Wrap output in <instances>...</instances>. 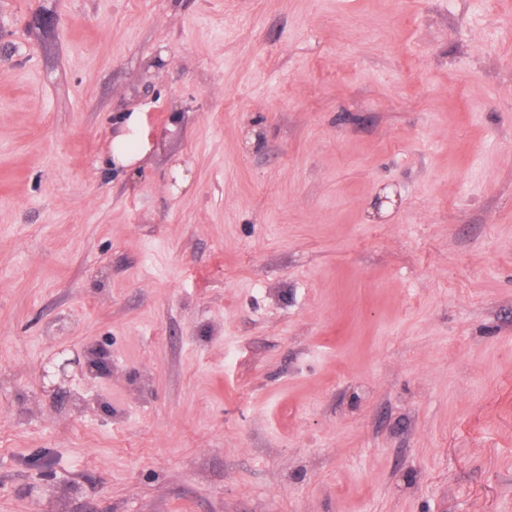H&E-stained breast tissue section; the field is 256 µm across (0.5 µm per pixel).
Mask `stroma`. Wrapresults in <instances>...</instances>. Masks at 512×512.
I'll use <instances>...</instances> for the list:
<instances>
[{"label": "stroma", "instance_id": "stroma-1", "mask_svg": "<svg viewBox=\"0 0 512 512\" xmlns=\"http://www.w3.org/2000/svg\"><path fill=\"white\" fill-rule=\"evenodd\" d=\"M59 343L110 370L45 391ZM38 506L512 512V0H0V512Z\"/></svg>", "mask_w": 512, "mask_h": 512}]
</instances>
